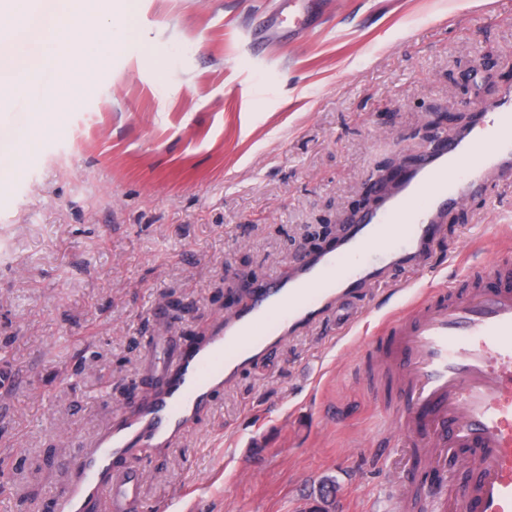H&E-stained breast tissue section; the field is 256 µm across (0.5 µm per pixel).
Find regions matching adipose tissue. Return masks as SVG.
<instances>
[{
	"label": "adipose tissue",
	"mask_w": 512,
	"mask_h": 512,
	"mask_svg": "<svg viewBox=\"0 0 512 512\" xmlns=\"http://www.w3.org/2000/svg\"><path fill=\"white\" fill-rule=\"evenodd\" d=\"M112 7V0H65V12L50 31V41L56 46L57 53L45 61L46 66L54 71L49 101L33 105L32 118L25 131L26 140L36 139L55 129L62 119L60 106L76 104L77 87L73 65L61 58L59 52L70 48L77 36L89 30L95 31L100 40H110V28L108 25L98 24L97 19L108 14Z\"/></svg>",
	"instance_id": "obj_1"
}]
</instances>
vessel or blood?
Returning a JSON list of instances; mask_svg holds the SVG:
<instances>
[{"label":"vessel or blood","mask_w":512,"mask_h":512,"mask_svg":"<svg viewBox=\"0 0 512 512\" xmlns=\"http://www.w3.org/2000/svg\"><path fill=\"white\" fill-rule=\"evenodd\" d=\"M323 4L281 0L274 22L292 33L310 30ZM475 124L482 137L445 134L393 178L378 180L380 205L356 215L332 248L258 287L206 345L180 350L150 403L131 407L120 429L101 432L78 451L54 512H85L92 501L120 512L140 473L115 471L114 459L167 447L210 391L282 335L315 322L391 268L417 265L438 239L443 214L485 192L487 171L512 179V90ZM369 343L400 384L379 434L397 430L410 442L427 436L444 448L477 449L478 478L459 492L467 512H512V292L475 288L448 298L424 289L409 313L393 315Z\"/></svg>","instance_id":"vessel-or-blood-1"}]
</instances>
